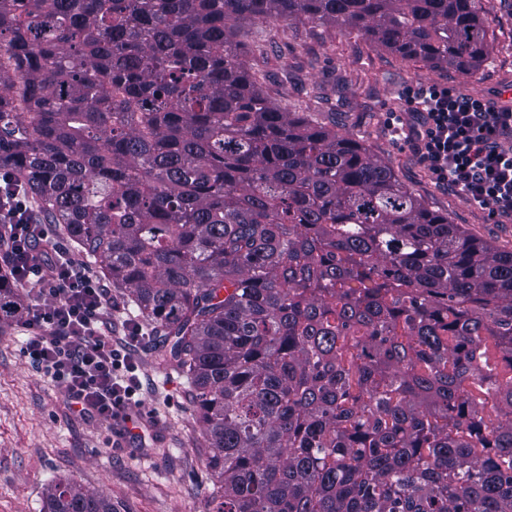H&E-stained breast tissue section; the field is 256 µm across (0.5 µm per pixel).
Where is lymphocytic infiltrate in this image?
<instances>
[{
  "label": "lymphocytic infiltrate",
  "mask_w": 512,
  "mask_h": 512,
  "mask_svg": "<svg viewBox=\"0 0 512 512\" xmlns=\"http://www.w3.org/2000/svg\"><path fill=\"white\" fill-rule=\"evenodd\" d=\"M406 115H391L387 131L409 145L435 183L492 216L512 218V101L458 94L436 83L405 89ZM48 250L36 253L37 244ZM0 273L39 287L37 303L17 320L24 352L59 385L70 405L99 421H130L141 389L134 350L144 326L127 320L112 338V299L101 280L79 266L48 225L33 223L24 192L0 173Z\"/></svg>",
  "instance_id": "lymphocytic-infiltrate-1"
}]
</instances>
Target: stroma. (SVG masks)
<instances>
[{
    "label": "stroma",
    "mask_w": 512,
    "mask_h": 512,
    "mask_svg": "<svg viewBox=\"0 0 512 512\" xmlns=\"http://www.w3.org/2000/svg\"><path fill=\"white\" fill-rule=\"evenodd\" d=\"M489 60L473 75L402 59L355 30L318 24L239 22L252 46L247 63L265 96L290 112L361 139L397 179L434 211L474 237L512 251V221L497 224L428 176L386 123L405 111L400 93L436 82L491 97L512 89V0H480ZM24 331L0 323V512H41L47 489L62 478L111 495L117 512H212L214 479L188 379L156 362L158 338L138 351L143 390L137 412L152 436L142 448L119 428L82 417L63 391L25 357Z\"/></svg>",
    "instance_id": "1"
}]
</instances>
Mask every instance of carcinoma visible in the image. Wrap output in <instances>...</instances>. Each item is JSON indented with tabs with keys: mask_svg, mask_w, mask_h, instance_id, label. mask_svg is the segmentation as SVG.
<instances>
[{
	"mask_svg": "<svg viewBox=\"0 0 512 512\" xmlns=\"http://www.w3.org/2000/svg\"><path fill=\"white\" fill-rule=\"evenodd\" d=\"M239 20L488 59L477 0H0V171L163 333L213 512H512V251L269 100Z\"/></svg>",
	"mask_w": 512,
	"mask_h": 512,
	"instance_id": "1",
	"label": "carcinoma"
}]
</instances>
